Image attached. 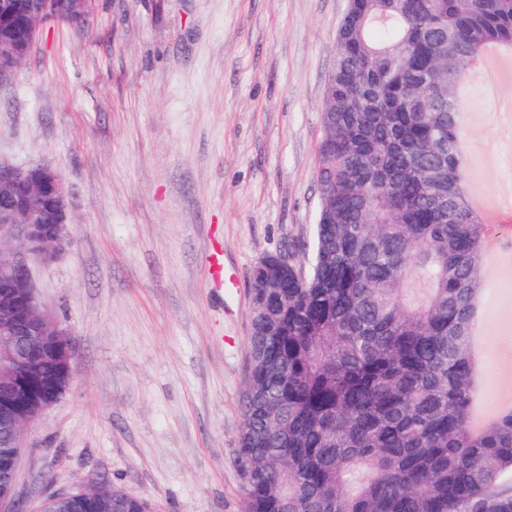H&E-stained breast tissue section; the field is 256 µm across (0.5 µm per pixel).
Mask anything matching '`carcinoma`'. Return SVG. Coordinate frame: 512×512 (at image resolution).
<instances>
[{"label":"carcinoma","mask_w":512,"mask_h":512,"mask_svg":"<svg viewBox=\"0 0 512 512\" xmlns=\"http://www.w3.org/2000/svg\"><path fill=\"white\" fill-rule=\"evenodd\" d=\"M494 45L512 51V0H347L301 273L252 270L248 512H512V408L473 416L490 228L458 108Z\"/></svg>","instance_id":"carcinoma-1"}]
</instances>
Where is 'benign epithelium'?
I'll return each mask as SVG.
<instances>
[{
    "label": "benign epithelium",
    "mask_w": 512,
    "mask_h": 512,
    "mask_svg": "<svg viewBox=\"0 0 512 512\" xmlns=\"http://www.w3.org/2000/svg\"><path fill=\"white\" fill-rule=\"evenodd\" d=\"M58 0H42L34 13L17 14L10 5L0 12V28L12 35L0 37V80L28 55L43 18L56 12ZM23 21L17 22L15 16ZM0 512L17 495L21 434L43 410L66 392L73 375V340L46 314L37 299L30 274L19 253L3 246L16 241L20 247L53 261L64 245L63 229L69 220L67 193L60 176L44 165L26 168L0 164ZM38 373L40 396L32 400L27 371ZM76 501L102 512L112 508V492L91 488L75 493L48 495L40 512L49 505Z\"/></svg>",
    "instance_id": "1"
}]
</instances>
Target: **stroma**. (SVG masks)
<instances>
[{"label":"stroma","instance_id":"stroma-1","mask_svg":"<svg viewBox=\"0 0 512 512\" xmlns=\"http://www.w3.org/2000/svg\"><path fill=\"white\" fill-rule=\"evenodd\" d=\"M347 0H94L47 20L0 82V162L62 178L65 246L25 260L74 341L66 393L25 428L18 493L93 486L156 512H245L239 459L258 259L309 237L321 108ZM479 194L512 184V82L467 90ZM235 276L215 290L209 257ZM475 321L482 392L512 378V258L494 249Z\"/></svg>","mask_w":512,"mask_h":512}]
</instances>
